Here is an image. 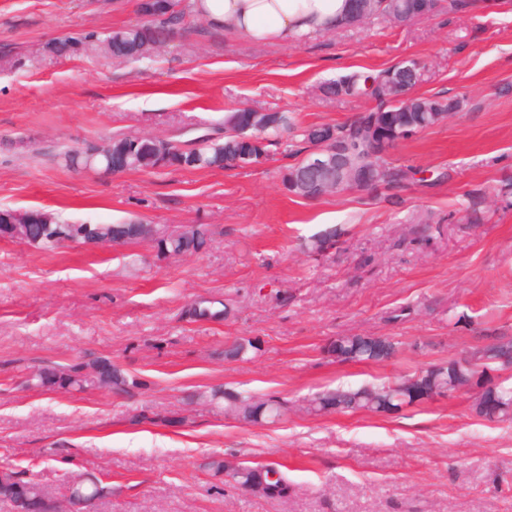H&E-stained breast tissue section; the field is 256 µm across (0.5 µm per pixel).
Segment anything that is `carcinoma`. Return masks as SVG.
Masks as SVG:
<instances>
[{
    "mask_svg": "<svg viewBox=\"0 0 512 512\" xmlns=\"http://www.w3.org/2000/svg\"><path fill=\"white\" fill-rule=\"evenodd\" d=\"M351 10L346 25L373 16H379L388 22H394L398 15L409 17L423 12L430 16L441 8V0H351ZM187 6L181 0H153V20L137 29L123 28L113 30L108 34L96 31L86 32L78 37L49 44L52 54L56 56H71L75 47L84 46L90 52L101 57L114 56L127 62H137L145 55L136 51V46L157 44L168 41L174 34L176 26L185 18ZM403 67L394 66L375 74L354 71L341 76L336 81L325 86L324 91L330 96L351 99L369 98L375 106L367 110L368 115L381 119L389 118L397 124H408L422 132L429 129L445 118L446 115L457 112L462 106L458 98H438L414 95L411 104L399 102L397 105L390 100L408 94L416 81L405 75L398 78ZM253 109L236 108L224 113L223 139L199 137L194 142L181 141L171 138L167 141L148 140L137 134H122L109 138L112 143V164L119 163L118 156H127V167L131 170L152 171L159 166L175 167L177 169H224L231 170L244 162L243 152L248 145L243 138L255 135L260 140L262 148L255 149L256 155H269L270 147L278 145L272 136L285 130L299 132L300 143L312 148L331 150L337 141L355 139L351 133L352 124H323L299 128L293 117L287 113L267 114L265 124L246 129L247 116ZM362 143L353 146L350 168L366 173L369 178L383 183L389 190L399 189L417 181V171L411 166L396 165L390 158L378 155L370 145L367 135L361 136ZM105 233L112 234L114 239H122L126 244L144 242L153 236L151 225L131 220L124 224H105ZM29 235L40 239L39 248L53 251L63 242L51 238L44 224H32ZM211 231L206 224H193L176 241L167 243L169 251L177 255H192L198 253L208 242ZM227 308L218 309L210 300H200L193 303L192 316L195 321H218L223 318ZM331 348L340 360L346 362H380L390 358L396 351V345L385 336H338L330 342ZM258 349L250 339H240L233 342L224 356L233 360H245L250 352ZM474 352H482L488 358L501 363L512 364V337L495 336L489 345L475 346ZM470 373L466 367L456 368V361H450V366L434 364L424 372L420 382L413 383L411 378H403L398 382L381 386H364L357 389L338 388L319 392L307 401L306 411L311 414H322L331 410H368L376 413H387L389 407L422 396L426 392H455L458 383ZM35 386L45 390H84L86 388H110L117 392H128L142 385L136 377L130 376L109 359H101L90 366L82 364L54 365L40 369L35 375ZM499 406L493 411H487L473 399L472 408L475 413L488 421L506 420L512 417V385L504 382L496 387ZM210 400L224 401V415L245 423H257L265 416L281 417L288 411L285 400L268 398H242L232 393L214 390L209 395ZM209 466L220 473L229 470L237 476L240 485L248 484L257 472H262L268 478V483L279 488L276 496L288 495L290 485L285 474L276 466L266 465L254 468L239 464L232 466L219 458L209 462ZM5 478H14L11 483L15 496H26L32 499L34 509L44 498L52 496L40 484L26 480L10 468L0 470Z\"/></svg>",
    "mask_w": 512,
    "mask_h": 512,
    "instance_id": "cac0c4a2",
    "label": "carcinoma"
}]
</instances>
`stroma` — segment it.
<instances>
[{"label":"stroma","mask_w":512,"mask_h":512,"mask_svg":"<svg viewBox=\"0 0 512 512\" xmlns=\"http://www.w3.org/2000/svg\"><path fill=\"white\" fill-rule=\"evenodd\" d=\"M139 0H0V209H47L74 224H206L200 252L166 259L147 241L49 252L0 240V466L65 496L92 473L94 512H512V420L476 415L457 393L389 413H306L312 394L395 381L512 336V9L381 18L292 46L250 45L203 19L138 62L52 57L43 46L141 22ZM409 59L415 91L461 110L398 144L420 179L370 198L288 193L287 145L233 170L67 167L61 152L120 134L191 140L226 109L342 123L370 107L322 88ZM482 212L469 222L472 210ZM227 302L194 322L200 299ZM389 336L388 360L344 362V335ZM259 351L228 361L224 347ZM107 357L141 385L28 387L46 365ZM287 399L249 424L198 400L214 387ZM279 465L287 498L239 489L206 463Z\"/></svg>","instance_id":"35a3bbf8"}]
</instances>
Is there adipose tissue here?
<instances>
[{
  "label": "adipose tissue",
  "mask_w": 512,
  "mask_h": 512,
  "mask_svg": "<svg viewBox=\"0 0 512 512\" xmlns=\"http://www.w3.org/2000/svg\"><path fill=\"white\" fill-rule=\"evenodd\" d=\"M192 6L210 25L242 41L284 45L336 30L350 11L349 0H192Z\"/></svg>",
  "instance_id": "adipose-tissue-1"
}]
</instances>
